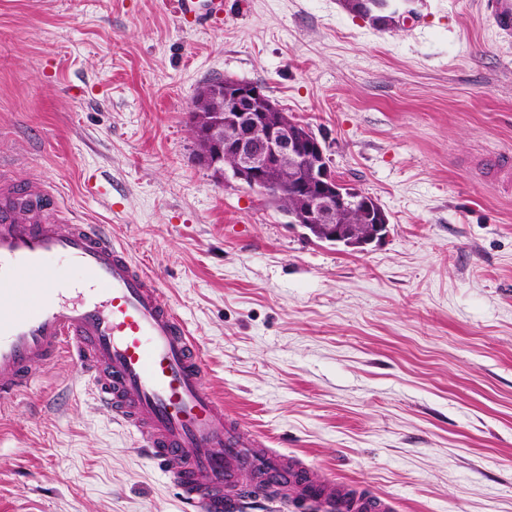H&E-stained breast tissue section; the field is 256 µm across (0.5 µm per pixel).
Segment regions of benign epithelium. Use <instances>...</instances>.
Listing matches in <instances>:
<instances>
[{
    "instance_id": "benign-epithelium-1",
    "label": "benign epithelium",
    "mask_w": 512,
    "mask_h": 512,
    "mask_svg": "<svg viewBox=\"0 0 512 512\" xmlns=\"http://www.w3.org/2000/svg\"><path fill=\"white\" fill-rule=\"evenodd\" d=\"M414 3L391 0L385 4L394 26L415 15ZM223 86V94L215 98L204 92L211 110L193 125L203 163L225 179L262 192L272 174L300 164L302 173L295 188L300 207L291 213L293 223L319 239L356 250L387 236V213L371 196L342 189L321 142L308 125L279 111L259 84L226 77ZM355 211L366 214L368 223H343L344 215Z\"/></svg>"
}]
</instances>
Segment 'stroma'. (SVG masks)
Here are the masks:
<instances>
[{"label":"stroma","instance_id":"35a3bbf8","mask_svg":"<svg viewBox=\"0 0 512 512\" xmlns=\"http://www.w3.org/2000/svg\"><path fill=\"white\" fill-rule=\"evenodd\" d=\"M488 0H0V151L112 225L236 421L391 512H512V39ZM262 85L390 218L355 251L201 163L190 104ZM67 359L0 405V512H183ZM212 8L209 14L198 13V0H173L168 4L173 13L183 23L190 26L200 25L203 21H208L213 18H218V15L224 11L223 0H211Z\"/></svg>","mask_w":512,"mask_h":512}]
</instances>
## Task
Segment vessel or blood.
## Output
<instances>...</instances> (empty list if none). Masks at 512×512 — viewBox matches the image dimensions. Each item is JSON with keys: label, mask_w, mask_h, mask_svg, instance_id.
<instances>
[{"label": "vessel or blood", "mask_w": 512, "mask_h": 512, "mask_svg": "<svg viewBox=\"0 0 512 512\" xmlns=\"http://www.w3.org/2000/svg\"><path fill=\"white\" fill-rule=\"evenodd\" d=\"M198 0H171L183 23L218 17ZM80 279L62 285L60 264ZM67 358L99 404L135 432L181 492L186 512H241L242 480L279 489L300 512H388L386 500H350L229 420L203 386L205 365L176 310L108 224H80L39 183L0 187V400L27 390L37 370Z\"/></svg>", "instance_id": "1"}]
</instances>
